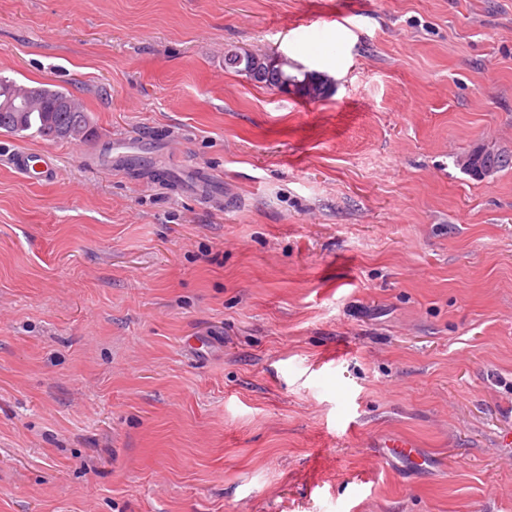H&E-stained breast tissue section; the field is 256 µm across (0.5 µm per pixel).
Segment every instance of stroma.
<instances>
[{"mask_svg": "<svg viewBox=\"0 0 512 512\" xmlns=\"http://www.w3.org/2000/svg\"><path fill=\"white\" fill-rule=\"evenodd\" d=\"M0 73L93 127L0 133V512H512V0H0ZM269 66H277L280 70L284 66H290L295 70H302V67L298 64L292 63L288 61V58L282 55H276L273 58L267 59ZM268 65H260L251 74L248 75L254 82L259 84H264V86L272 87L274 89H279L282 83L280 92L288 93L293 90V87L297 88L294 90V94H298L307 99H314V97H319L320 94H317L319 91L318 82L321 78V73L315 71H300L299 75L294 76L296 83L292 84L291 77H284L283 82L281 80V74L277 68H269ZM37 156H39V158H37ZM11 160L13 165L23 174H29L33 171L38 174L41 179H46L52 174L53 163L49 156L32 152H18L11 156ZM512 157L509 155H504L502 153H493L491 155H482L478 157L472 164L470 168H466L465 170L472 175H486L493 173L501 168L511 166ZM379 448H386L387 450L383 452L382 458L384 460L391 456L404 460L412 466H422L425 463V459L417 449L409 441L399 436L385 438Z\"/></svg>", "mask_w": 512, "mask_h": 512, "instance_id": "1", "label": "stroma"}]
</instances>
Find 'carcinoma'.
<instances>
[{"instance_id": "carcinoma-1", "label": "carcinoma", "mask_w": 512, "mask_h": 512, "mask_svg": "<svg viewBox=\"0 0 512 512\" xmlns=\"http://www.w3.org/2000/svg\"><path fill=\"white\" fill-rule=\"evenodd\" d=\"M254 82L274 89L280 88L281 74L276 68L260 65L249 74ZM320 73L301 71L295 76L294 93L313 99L319 91ZM40 104L30 106L26 112H0V132L11 135L35 134L47 140L82 141L87 139L90 127L88 114L80 106L68 112L57 108L60 101H73L72 94L66 90L50 87H36ZM512 165V157L502 153L482 155L467 169L472 175H488L501 168Z\"/></svg>"}]
</instances>
